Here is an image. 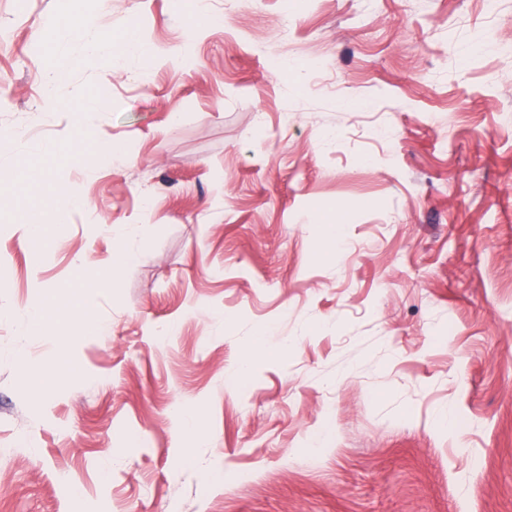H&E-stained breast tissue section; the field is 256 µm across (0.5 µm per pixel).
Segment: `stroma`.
I'll use <instances>...</instances> for the list:
<instances>
[{
    "mask_svg": "<svg viewBox=\"0 0 512 512\" xmlns=\"http://www.w3.org/2000/svg\"><path fill=\"white\" fill-rule=\"evenodd\" d=\"M132 29L153 66L44 103ZM78 95L126 161L67 158ZM0 131V512H512V0H0ZM67 290L62 356L27 313ZM22 182L24 183L27 191H32L41 196H53L62 192L59 185L45 179V175L42 170L34 169L27 172L24 174ZM54 224H43L41 220V214L38 210L25 208L22 211V215L18 220V226L25 232L29 240L40 241L45 240L46 231L50 228H60L64 226L59 224L60 217H56ZM137 259V255L126 250L118 251L112 258L111 267L97 275L91 281H85L83 288H100L108 284H112L115 278H117L121 271L126 268L130 263Z\"/></svg>",
    "mask_w": 512,
    "mask_h": 512,
    "instance_id": "1",
    "label": "stroma"
}]
</instances>
